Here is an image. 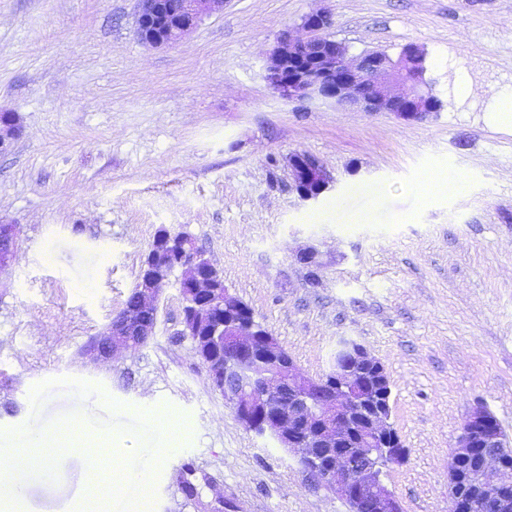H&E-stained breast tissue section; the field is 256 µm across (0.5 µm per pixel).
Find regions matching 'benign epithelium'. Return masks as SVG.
Wrapping results in <instances>:
<instances>
[{"label": "benign epithelium", "mask_w": 512, "mask_h": 512, "mask_svg": "<svg viewBox=\"0 0 512 512\" xmlns=\"http://www.w3.org/2000/svg\"><path fill=\"white\" fill-rule=\"evenodd\" d=\"M224 0H138L140 40L151 46L176 43L206 13ZM330 16L319 11L305 17L307 36L284 33L272 53L265 79L289 101L317 97L363 112H389L404 120H426L440 112L427 89L422 51L415 45L393 59L381 52L351 56L340 42L326 36ZM16 123L0 120V154L11 146ZM293 186L303 203L316 202L328 188L330 175L317 159L297 153L291 159ZM185 250V242L161 236L143 264L131 291L133 305L115 315L82 350L85 363L98 366L115 354L142 347L153 335L156 302L167 283L164 262ZM18 252L15 224H0V273ZM190 288L183 295V329L200 331L204 312L199 300L224 305V324L207 328L206 340L224 346V379H216L238 420L250 431L272 437L287 452L300 453L299 464L309 486L327 489L352 506V512H402L383 479V470L399 465L406 451L382 447L391 415L390 393L378 398L358 379L360 372L332 363V378L305 377L288 352L269 333L235 316L237 298L211 288L200 270L212 264L200 251L184 265ZM512 440L496 417L477 406L464 423L448 462L451 508L464 502L465 512L512 507V482L505 463ZM474 473L462 468L467 459Z\"/></svg>", "instance_id": "1"}]
</instances>
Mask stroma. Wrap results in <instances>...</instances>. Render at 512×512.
I'll return each mask as SVG.
<instances>
[{
	"label": "stroma",
	"instance_id": "1",
	"mask_svg": "<svg viewBox=\"0 0 512 512\" xmlns=\"http://www.w3.org/2000/svg\"><path fill=\"white\" fill-rule=\"evenodd\" d=\"M325 9L350 54L426 53L437 117L408 122L268 85L277 39ZM137 0H0V110L20 132L0 156V224L20 227L0 282V431L27 423L44 381H85L181 423L152 512H350L248 431L182 334L180 273L152 338L98 368L80 352L135 286L160 227L192 236L229 290L309 377L338 337L391 381L407 460L387 483L403 512H449L448 460L478 404L512 437V0H226L176 44L144 45ZM305 152L332 183L291 190ZM464 187L427 200L423 173ZM314 245L311 269L293 251ZM71 469L27 482L32 512L78 497ZM194 496H187L184 480Z\"/></svg>",
	"mask_w": 512,
	"mask_h": 512
}]
</instances>
